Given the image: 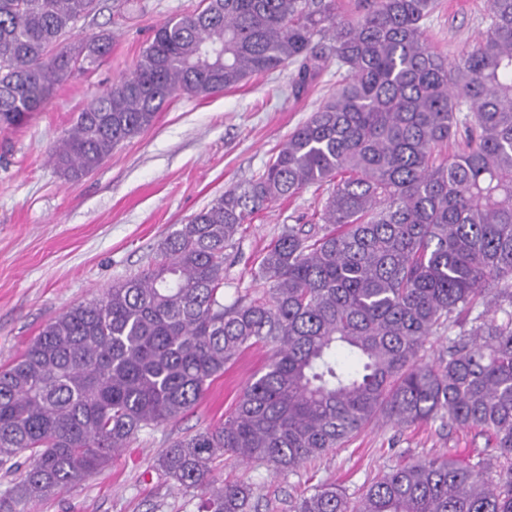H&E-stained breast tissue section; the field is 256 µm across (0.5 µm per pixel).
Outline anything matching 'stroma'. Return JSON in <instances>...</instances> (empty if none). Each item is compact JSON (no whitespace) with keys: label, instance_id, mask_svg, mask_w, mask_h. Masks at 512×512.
I'll return each instance as SVG.
<instances>
[{"label":"stroma","instance_id":"35a3bbf8","mask_svg":"<svg viewBox=\"0 0 512 512\" xmlns=\"http://www.w3.org/2000/svg\"><path fill=\"white\" fill-rule=\"evenodd\" d=\"M200 0H140L121 14L116 0H99L77 35L112 32L100 64L63 82L44 111L23 127L0 130V367L20 356L42 328L68 307L97 297L161 258L167 237L224 191L256 177L277 146L336 89L326 68L301 97L291 93V68L257 75L206 97L175 94L154 124L112 151L79 181L64 180L48 151L94 97L129 73L154 29ZM487 0H437L425 34L448 59L472 49L487 26ZM328 187L309 188L257 213L224 261V301L261 294L251 273L283 225L321 212ZM265 348L246 352L225 370L183 419L141 430L112 464L61 494L29 504L28 512H198L196 494L159 481L154 458L177 439L224 420ZM477 428L430 421L397 428L371 423L344 447L294 473L258 464H217L216 480L256 487L257 512H289L293 500L334 483L357 496L374 478L424 456L490 458Z\"/></svg>","mask_w":512,"mask_h":512}]
</instances>
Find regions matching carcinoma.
Masks as SVG:
<instances>
[{
	"instance_id": "cac0c4a2",
	"label": "carcinoma",
	"mask_w": 512,
	"mask_h": 512,
	"mask_svg": "<svg viewBox=\"0 0 512 512\" xmlns=\"http://www.w3.org/2000/svg\"><path fill=\"white\" fill-rule=\"evenodd\" d=\"M488 2L481 40L454 61L424 35L433 0H359L349 17L340 0H201L156 27L132 72L49 151L65 180L97 169L178 92L206 97L292 66L298 95L328 61L345 74L261 173L167 238L159 262L68 308L0 368V469L26 458L0 512L104 470L259 345L272 353L224 422L154 460L161 479L200 495L199 512H252L253 486L214 483V462L293 472L379 419L481 428L496 463L421 458L354 500L323 484L293 512H512V0ZM96 8L0 0V129L109 55L108 31L61 46ZM460 132L465 148L445 154ZM324 185L322 227H284L253 271L267 291L224 304L242 226Z\"/></svg>"
}]
</instances>
